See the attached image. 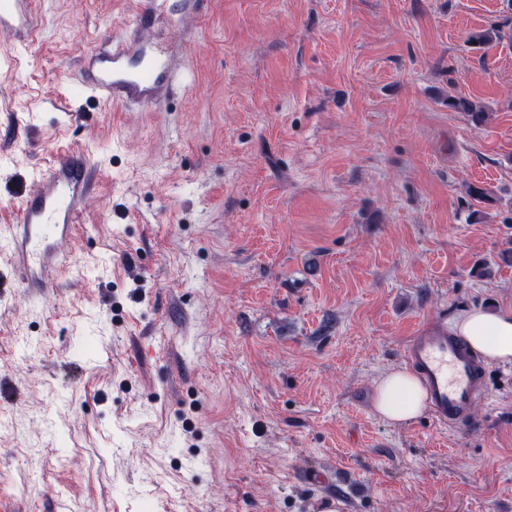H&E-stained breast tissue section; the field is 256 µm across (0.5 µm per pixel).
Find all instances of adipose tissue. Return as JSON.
Segmentation results:
<instances>
[{"label": "adipose tissue", "mask_w": 512, "mask_h": 512, "mask_svg": "<svg viewBox=\"0 0 512 512\" xmlns=\"http://www.w3.org/2000/svg\"><path fill=\"white\" fill-rule=\"evenodd\" d=\"M450 329L489 363H512V309L488 313L471 308L454 315ZM427 392L417 377L404 369L384 373L376 383L374 409L386 422L402 424L421 416Z\"/></svg>", "instance_id": "1"}]
</instances>
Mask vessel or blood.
<instances>
[{
  "label": "vessel or blood",
  "instance_id": "obj_1",
  "mask_svg": "<svg viewBox=\"0 0 512 512\" xmlns=\"http://www.w3.org/2000/svg\"><path fill=\"white\" fill-rule=\"evenodd\" d=\"M167 0H141L125 36L89 53L81 68L88 97H106L137 109L161 107L185 83L189 67L177 43H158L155 23L166 13ZM209 0H181L178 22L182 40L195 35L192 21L205 13ZM38 13L34 0H0V33L13 47L34 41ZM94 179L85 150L67 148L39 171L38 188L22 202L17 222L0 247L13 257L26 287L45 289L68 267L54 243L71 237ZM404 358L422 380L436 422L455 426L467 420L484 398V368L445 325L424 326L407 345Z\"/></svg>",
  "mask_w": 512,
  "mask_h": 512
}]
</instances>
